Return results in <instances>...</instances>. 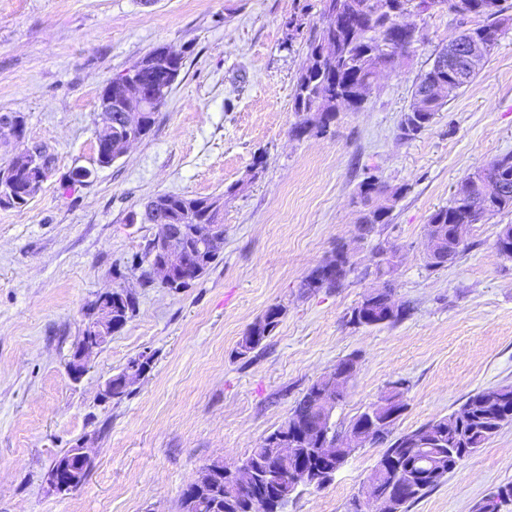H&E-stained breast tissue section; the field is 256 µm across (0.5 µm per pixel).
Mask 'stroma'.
I'll return each instance as SVG.
<instances>
[{
	"label": "stroma",
	"mask_w": 512,
	"mask_h": 512,
	"mask_svg": "<svg viewBox=\"0 0 512 512\" xmlns=\"http://www.w3.org/2000/svg\"><path fill=\"white\" fill-rule=\"evenodd\" d=\"M321 0H0V113L25 119L26 141L55 165L22 206L0 203V512H179L185 485L215 459L236 463L281 426L307 388L345 358L358 362L331 421H351L402 383L398 437L459 410L475 392L512 384V259L495 240L512 212L473 225L468 248L425 263V226L457 183L512 153V28L477 78L414 139L399 136L412 85L461 18L437 6L409 17L423 37L327 132L294 139L291 94ZM183 66L149 134L107 167L96 163L98 94L154 48ZM92 169L73 182L74 169ZM374 175L404 187L390 223L355 242L358 187ZM238 191L224 207L218 260L191 287L141 284L138 258L156 233L149 199ZM353 245L335 291L302 282ZM404 259L393 297L402 322L355 326L375 282L378 244ZM134 316L72 380L66 363L87 308L118 287ZM280 324L249 356L241 336L265 310ZM151 371L122 400L101 385L140 352ZM86 441L95 466L77 490L47 481L56 457ZM385 451L358 448L323 488L298 490L285 512H358ZM512 484V425L403 512H481Z\"/></svg>",
	"instance_id": "obj_1"
}]
</instances>
